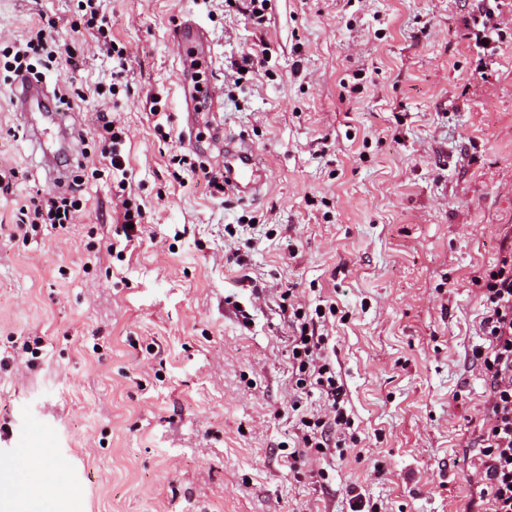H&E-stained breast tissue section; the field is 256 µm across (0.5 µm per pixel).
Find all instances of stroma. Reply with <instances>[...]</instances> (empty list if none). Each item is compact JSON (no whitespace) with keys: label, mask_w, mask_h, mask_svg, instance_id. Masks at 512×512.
Returning a JSON list of instances; mask_svg holds the SVG:
<instances>
[{"label":"stroma","mask_w":512,"mask_h":512,"mask_svg":"<svg viewBox=\"0 0 512 512\" xmlns=\"http://www.w3.org/2000/svg\"><path fill=\"white\" fill-rule=\"evenodd\" d=\"M0 0V41L55 21L41 78L74 94L61 152L82 176L75 223L23 232L49 198L30 120L0 84V437L42 512H486L475 478L488 383L474 281L512 248V0L500 41L466 37L479 0ZM191 18L211 58L184 68ZM123 48L121 80L108 45ZM258 60L238 72L249 52ZM80 59L70 70L68 55ZM217 90L182 121L180 84ZM111 112L119 189L95 118ZM267 161L252 203L215 193L224 135ZM145 210L140 243L109 253L113 208ZM237 261H228V254ZM292 290L344 389L351 424L327 455L293 458L300 416L329 406L289 368ZM53 469L60 486L38 475Z\"/></svg>","instance_id":"1"}]
</instances>
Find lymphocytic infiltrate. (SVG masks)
Wrapping results in <instances>:
<instances>
[{
  "label": "lymphocytic infiltrate",
  "instance_id": "lymphocytic-infiltrate-1",
  "mask_svg": "<svg viewBox=\"0 0 512 512\" xmlns=\"http://www.w3.org/2000/svg\"><path fill=\"white\" fill-rule=\"evenodd\" d=\"M59 46L44 22H37L22 42L0 50V69L8 77L36 74L38 65L53 62ZM81 181L72 178L62 191L48 201L30 199L14 215L18 229L40 224L73 223L82 206ZM485 308V343L473 356L480 362L492 395L486 428L481 439L479 480L489 497L490 512H512V252L500 257L481 278ZM295 333L291 360L295 385L302 390H318L330 408L328 419H300L299 455L318 452L326 446V430L348 422L341 408L343 387L325 352L326 339L310 332L300 308H293Z\"/></svg>",
  "mask_w": 512,
  "mask_h": 512
}]
</instances>
